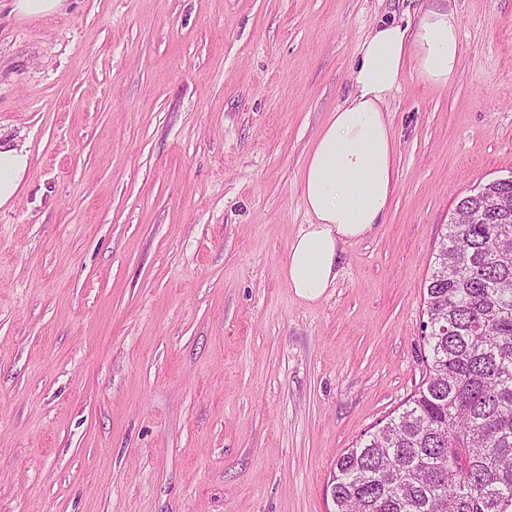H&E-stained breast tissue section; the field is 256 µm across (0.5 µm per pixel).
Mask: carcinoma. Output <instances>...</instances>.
<instances>
[{
	"instance_id": "obj_1",
	"label": "carcinoma",
	"mask_w": 512,
	"mask_h": 512,
	"mask_svg": "<svg viewBox=\"0 0 512 512\" xmlns=\"http://www.w3.org/2000/svg\"><path fill=\"white\" fill-rule=\"evenodd\" d=\"M463 196L424 292L428 376L336 459L334 512H512V182Z\"/></svg>"
}]
</instances>
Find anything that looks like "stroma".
<instances>
[{
  "instance_id": "obj_1",
  "label": "stroma",
  "mask_w": 512,
  "mask_h": 512,
  "mask_svg": "<svg viewBox=\"0 0 512 512\" xmlns=\"http://www.w3.org/2000/svg\"><path fill=\"white\" fill-rule=\"evenodd\" d=\"M426 0H69L0 11V512H331L337 458L425 375L456 202L512 176V0L388 109L394 195L315 303L280 276L306 156L380 23ZM11 12L18 17L37 19L63 12L68 0H8ZM31 166L30 152L0 142V208L12 205Z\"/></svg>"
}]
</instances>
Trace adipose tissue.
I'll return each mask as SVG.
<instances>
[{
    "label": "adipose tissue",
    "instance_id": "obj_1",
    "mask_svg": "<svg viewBox=\"0 0 512 512\" xmlns=\"http://www.w3.org/2000/svg\"><path fill=\"white\" fill-rule=\"evenodd\" d=\"M461 55L458 22L446 0H429L415 26L374 28L359 46L353 92L318 131L301 174L310 222L281 265L297 297L323 299L336 284L345 245L370 235L390 208L396 142L388 99L409 72L426 85L448 86ZM30 166L26 148L0 143V208L12 205Z\"/></svg>",
    "mask_w": 512,
    "mask_h": 512
}]
</instances>
